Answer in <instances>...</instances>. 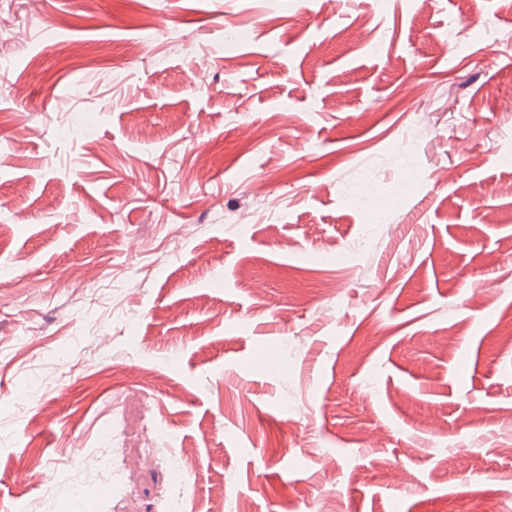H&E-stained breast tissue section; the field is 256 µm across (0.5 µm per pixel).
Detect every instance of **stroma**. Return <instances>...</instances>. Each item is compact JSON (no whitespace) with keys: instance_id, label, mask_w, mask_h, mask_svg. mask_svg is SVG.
<instances>
[{"instance_id":"stroma-1","label":"stroma","mask_w":512,"mask_h":512,"mask_svg":"<svg viewBox=\"0 0 512 512\" xmlns=\"http://www.w3.org/2000/svg\"><path fill=\"white\" fill-rule=\"evenodd\" d=\"M510 33L512 0H0V512H512ZM461 20L449 19L448 29L444 33V47L450 53H459L467 49L469 45L466 36V24L462 21L461 27L459 25Z\"/></svg>"}]
</instances>
